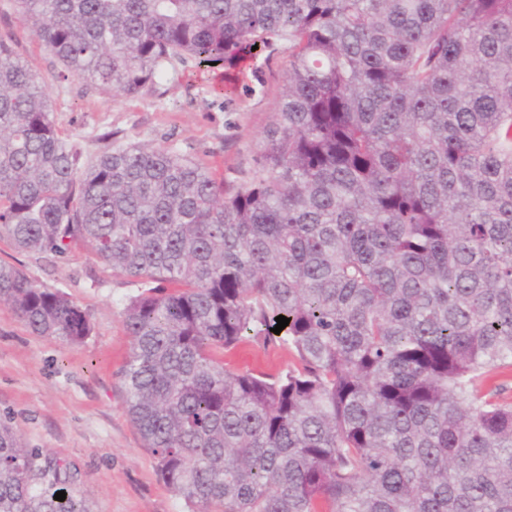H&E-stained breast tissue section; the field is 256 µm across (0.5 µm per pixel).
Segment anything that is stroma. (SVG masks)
<instances>
[{
    "mask_svg": "<svg viewBox=\"0 0 512 512\" xmlns=\"http://www.w3.org/2000/svg\"><path fill=\"white\" fill-rule=\"evenodd\" d=\"M0 36L16 50L45 90L58 129L90 155L130 143L173 146L203 163L217 179L240 183L254 166L258 144L283 87L288 47L270 44L237 76L232 97L214 93L215 76L192 68L133 96L87 89L60 79L61 66L36 40L13 0H0ZM0 261L37 285L65 292L86 313L91 334L65 345L33 334L0 303V420L27 447L62 459L78 472L77 493L90 512H191L159 479L125 409L118 372L131 338L124 308L140 283L113 274L93 252L48 260L0 239ZM234 367L266 374L294 361L288 348L251 342L224 356Z\"/></svg>",
    "mask_w": 512,
    "mask_h": 512,
    "instance_id": "stroma-1",
    "label": "stroma"
}]
</instances>
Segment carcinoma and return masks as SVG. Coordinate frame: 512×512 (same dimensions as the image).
Listing matches in <instances>:
<instances>
[{
	"mask_svg": "<svg viewBox=\"0 0 512 512\" xmlns=\"http://www.w3.org/2000/svg\"><path fill=\"white\" fill-rule=\"evenodd\" d=\"M14 2L62 79L117 95L288 43L231 184L173 147L89 157L0 37V238L148 284L119 379L167 487L194 512H512V0ZM0 302L91 333L2 262ZM245 340L296 363L224 365ZM76 481L0 423V512H88Z\"/></svg>",
	"mask_w": 512,
	"mask_h": 512,
	"instance_id": "carcinoma-1",
	"label": "carcinoma"
}]
</instances>
